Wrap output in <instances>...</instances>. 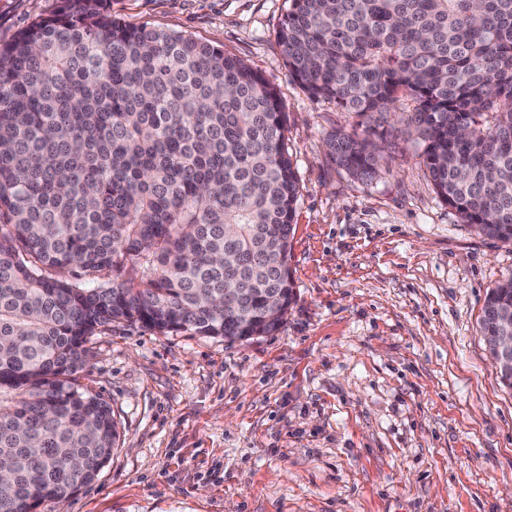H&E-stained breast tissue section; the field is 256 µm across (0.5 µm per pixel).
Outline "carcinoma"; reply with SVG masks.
Here are the masks:
<instances>
[{"mask_svg": "<svg viewBox=\"0 0 512 512\" xmlns=\"http://www.w3.org/2000/svg\"><path fill=\"white\" fill-rule=\"evenodd\" d=\"M64 2L0 44V512L59 502L109 462L112 410L77 373L112 323L232 341L276 331L295 299L275 85L102 0ZM289 2V77L362 127L329 135L336 166L376 177L371 124L400 109L442 202L511 242L512 0ZM504 313L512 278L485 298L488 349Z\"/></svg>", "mask_w": 512, "mask_h": 512, "instance_id": "carcinoma-1", "label": "carcinoma"}]
</instances>
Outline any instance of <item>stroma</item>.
<instances>
[{"instance_id":"stroma-1","label":"stroma","mask_w":512,"mask_h":512,"mask_svg":"<svg viewBox=\"0 0 512 512\" xmlns=\"http://www.w3.org/2000/svg\"><path fill=\"white\" fill-rule=\"evenodd\" d=\"M63 0H0V42ZM134 26L222 47L276 85L300 198L296 301L274 333L162 336L113 322L79 382L121 442L65 512H512V391L479 331L512 242L438 197L389 116L371 181L331 160L353 113L288 77L276 30L288 0H106Z\"/></svg>"}]
</instances>
